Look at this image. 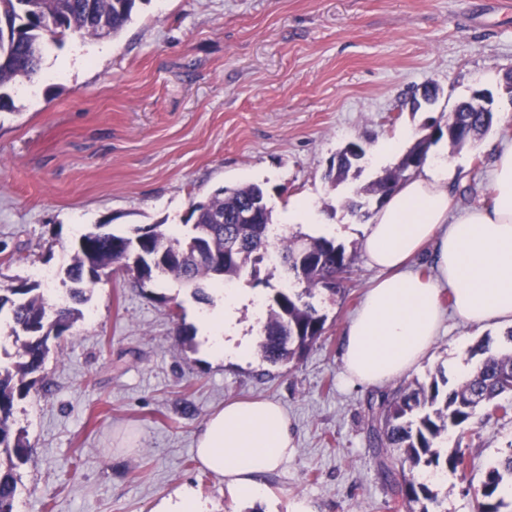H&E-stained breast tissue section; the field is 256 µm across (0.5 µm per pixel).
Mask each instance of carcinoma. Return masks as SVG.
<instances>
[{"mask_svg": "<svg viewBox=\"0 0 512 512\" xmlns=\"http://www.w3.org/2000/svg\"><path fill=\"white\" fill-rule=\"evenodd\" d=\"M139 0H0V109L11 105L16 83L33 81L41 72L47 42L64 37L86 40L104 34L118 35L128 24ZM493 124V113L474 112L466 102L448 115L446 128L436 125V134L409 148L429 155L443 135L448 146L460 148L483 137ZM351 141L338 153L326 179L336 185L347 179L350 169L364 156L355 152ZM401 164L390 186L374 181L368 192L385 197L408 179V173L422 168ZM264 189L255 183L223 187L203 202L190 204L182 237L164 224L136 227L130 234L90 231L80 235L72 262L59 273L66 298L53 301L38 280H24L0 288V315L11 324L16 346L14 361L0 364V512H16L20 496L19 469L32 455L25 429L14 419L18 401L25 399L37 383L35 374L43 368L49 342L64 335L82 316L79 306L89 300L92 286L105 270L119 264L140 283L159 276L185 282L220 280L234 282L243 275H257V265L270 245L272 208L259 218L242 219L248 204L262 201ZM237 244L233 254L228 243ZM224 258L213 265L192 258L195 251ZM280 263L288 279L302 285L297 291L281 288L265 305L258 348L262 357L278 364L308 350L324 332L325 316L308 301L319 288L335 294L349 279L352 257L345 248L326 236L309 237L298 246L286 240ZM467 377L453 383L446 378L428 384L384 394L379 402H368V442L379 457L399 455V467L380 461L379 476L392 493L394 502L406 512H438L437 493L416 480L418 472L457 471L463 468L465 453L443 447L448 430L468 424L483 408L508 410L512 398V347L493 348L489 342L470 350ZM512 485V452L487 471L477 486L470 487L476 512H504V487Z\"/></svg>", "mask_w": 512, "mask_h": 512, "instance_id": "carcinoma-1", "label": "carcinoma"}]
</instances>
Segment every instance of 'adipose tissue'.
Returning a JSON list of instances; mask_svg holds the SVG:
<instances>
[{"instance_id":"ef3b65f1","label":"adipose tissue","mask_w":512,"mask_h":512,"mask_svg":"<svg viewBox=\"0 0 512 512\" xmlns=\"http://www.w3.org/2000/svg\"><path fill=\"white\" fill-rule=\"evenodd\" d=\"M490 201L461 206L448 177L425 170L401 184L377 209L363 241L382 275L349 321L343 368L373 386L401 376L429 353L443 323L441 293L455 313L481 326L512 325V144L493 150ZM426 256L432 276L415 271ZM242 290L224 291L222 310L203 318V349L217 362H247L252 337L242 335ZM194 450L201 467L243 501L265 498L261 477L292 455L288 417L275 403L235 400L200 426Z\"/></svg>"}]
</instances>
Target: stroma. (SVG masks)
Wrapping results in <instances>:
<instances>
[{"label": "stroma", "mask_w": 512, "mask_h": 512, "mask_svg": "<svg viewBox=\"0 0 512 512\" xmlns=\"http://www.w3.org/2000/svg\"><path fill=\"white\" fill-rule=\"evenodd\" d=\"M99 42L108 53L58 74L74 40L46 44V79L17 84L0 110V288L65 268L97 225L177 229L190 201L247 183L263 185L274 224L291 236L312 233L289 216L308 200L352 256L351 278L346 292L317 293L321 338L274 365L257 353L244 364L204 355L198 324L217 306L213 287L200 297L172 278L103 277L39 389L16 406L33 448L19 470V512H149L184 484L213 512H290L296 498L313 512H388L367 441L369 399L455 379L451 361L512 330L449 312L420 367L375 386L347 383L344 330L378 276L362 249L377 209L366 192L381 170L374 154L384 140L414 143L427 118L485 93L495 115L487 134L454 150L439 142L428 162L455 174L462 204L489 202V146L512 141V14L499 0H140L123 31ZM430 84L436 99L412 111V93ZM352 140L366 155L331 185L324 174ZM253 398L283 407L295 451L264 476L266 499L244 502L200 467L193 440L224 401ZM447 445L469 466L434 483L440 510L475 512L467 489L512 452V415L480 410Z\"/></svg>", "instance_id": "stroma-1"}]
</instances>
